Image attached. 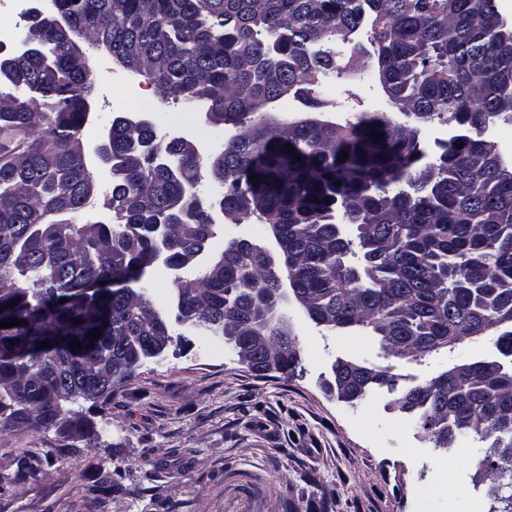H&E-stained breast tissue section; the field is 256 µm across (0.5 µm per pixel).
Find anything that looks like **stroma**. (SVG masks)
Wrapping results in <instances>:
<instances>
[{
	"label": "stroma",
	"mask_w": 512,
	"mask_h": 512,
	"mask_svg": "<svg viewBox=\"0 0 512 512\" xmlns=\"http://www.w3.org/2000/svg\"><path fill=\"white\" fill-rule=\"evenodd\" d=\"M156 107L149 117L158 137L175 136V123L206 133L202 154H220L233 130L160 99L142 81ZM317 106L299 98L276 102L270 118L281 123L312 115L346 123L393 106L378 81L373 58L358 57L351 75L330 73L314 88ZM117 104L107 87L94 88L83 133L84 154L96 186V203L77 221L112 220L105 205L111 174L96 156L113 116L140 112ZM291 335L302 350L293 375H260L223 341L194 332L174 339L163 358L145 364L105 404H82L92 441L69 425L46 432L0 434V512H488V483L469 461L438 473L445 456L393 407V394L373 389L356 403L327 392L325 378L338 359L387 366L398 389L429 380L470 358L493 356V339L480 336L418 360L394 358L366 331L315 325L296 300L283 303ZM24 456L38 460L37 479L16 478ZM111 475L109 494L90 493ZM432 498L420 507V483Z\"/></svg>",
	"instance_id": "obj_1"
}]
</instances>
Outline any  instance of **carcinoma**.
Segmentation results:
<instances>
[{
  "label": "carcinoma",
  "mask_w": 512,
  "mask_h": 512,
  "mask_svg": "<svg viewBox=\"0 0 512 512\" xmlns=\"http://www.w3.org/2000/svg\"><path fill=\"white\" fill-rule=\"evenodd\" d=\"M52 3L51 15L29 11L36 45L21 64L0 54V303L12 304L5 320L25 321L0 331V431L81 426L72 406L108 402L142 367L135 351L172 339L144 289L90 301L82 293L140 280L155 224L169 225L167 271L212 249L218 227L199 195L185 193L206 173L224 187L213 206L232 224H268L283 263L231 238L218 260L193 271L179 291L202 336L245 353L264 336L262 353L293 373L301 353L281 329L285 278L313 322L365 328L393 357L512 324V169L484 137L512 122V27L498 0ZM62 25L161 96L207 101L208 122L236 128L224 151L205 156L116 115L99 153L112 172L114 222L63 218L93 204L95 183L82 151L90 68L73 65ZM366 25L389 102L416 124L379 111L345 125L255 118L262 101L307 96L319 75L342 71L328 42ZM435 119L458 133L423 163L421 125ZM146 143L173 163L154 162ZM97 327L102 335L90 337ZM49 336L56 345L41 347ZM73 340L81 346L72 352ZM494 346L499 357L465 360L400 392L394 406L435 448L474 433L485 446L470 449L472 464L500 503L489 512H512V462L499 464L512 458V330ZM343 369L349 403L377 386L395 389L386 367Z\"/></svg>",
  "instance_id": "carcinoma-1"
}]
</instances>
